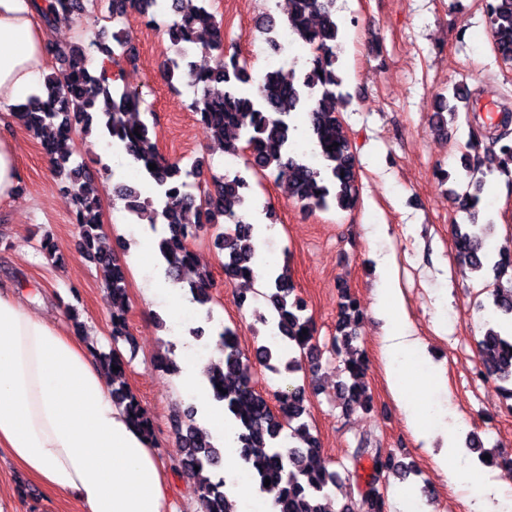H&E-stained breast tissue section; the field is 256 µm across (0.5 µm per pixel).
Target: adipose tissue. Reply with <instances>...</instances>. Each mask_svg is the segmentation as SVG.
<instances>
[{"label":"adipose tissue","instance_id":"obj_1","mask_svg":"<svg viewBox=\"0 0 512 512\" xmlns=\"http://www.w3.org/2000/svg\"><path fill=\"white\" fill-rule=\"evenodd\" d=\"M43 0H0V112L38 93L45 65L38 25ZM376 303L385 319L382 355L391 393L408 428L421 440L440 431L436 456L448 483L464 480L455 430L438 429L429 402H413L410 357L427 359L426 347L407 339L397 320L403 298L394 256L377 266ZM189 336L176 339L179 382L193 400L200 427L224 442L222 475L230 500L248 496L237 475L243 464L236 424L216 401L206 376L208 359ZM0 447L45 489L76 502L80 512H165L168 478L150 439L112 400L110 383L81 336L63 331L21 294L0 291Z\"/></svg>","mask_w":512,"mask_h":512}]
</instances>
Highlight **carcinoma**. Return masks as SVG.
<instances>
[{
    "label": "carcinoma",
    "mask_w": 512,
    "mask_h": 512,
    "mask_svg": "<svg viewBox=\"0 0 512 512\" xmlns=\"http://www.w3.org/2000/svg\"><path fill=\"white\" fill-rule=\"evenodd\" d=\"M287 22L280 24L268 14L259 23L264 33L279 37L287 30L291 44L309 53L303 66V78L294 81L280 69H268L257 84V91L244 95L239 91L249 82L248 66L237 52L224 48L223 22L211 10L210 0H171L175 19L165 25L169 39L176 45L191 42L213 58V65L203 69L184 68L171 61L167 79L185 76L196 89L192 111L210 130L213 146L238 157L248 152L246 167L255 175L269 174L284 185L288 196L308 212L336 206L351 210L357 203L355 157L346 129L336 110V101L349 98L342 92L344 78L339 68L341 26L336 15V0H290ZM158 0H50L42 9V21L53 26L58 18L95 22L103 19L119 26L112 33L113 44L101 32L95 38L61 45L45 44V53L60 65L45 76L41 93L13 113L27 130L38 134L55 128L44 140L42 149L57 175L67 173L69 192L75 207L76 224L86 255L112 269L106 285L115 305L112 312L110 347L94 350L112 373V399L125 405L132 419L152 436L136 396L125 382V364L121 345L132 344L124 304L128 300L124 267L109 251L99 246L101 239L102 188L86 171V165H73L76 147L73 132L88 136L97 127L107 143L121 144L139 165L140 172L155 186V196L143 198L140 191L125 182L113 183L118 196L127 201L134 219L145 221L156 231L162 230L159 252L166 271L177 283L189 288L191 301L200 307L212 299L213 280L195 265L190 241L209 232L213 245L224 254V273L233 278L256 277L255 225L239 223L246 216L249 198L240 189L239 175L213 173L210 183L199 194L190 191V178L197 169H187L177 160L163 156L154 127L128 115L139 112L144 104L142 91L114 85L103 74L86 66L88 57L97 52L116 66L134 59L131 39L125 28L129 14L136 13L148 26L155 24ZM494 49L506 62H512V0H486ZM469 96L467 87L458 85L450 96H441L434 107L437 124L448 125L456 118L457 100ZM306 115L312 151L299 150L295 139L296 115ZM243 141L239 147L228 144L227 133ZM512 163V130L503 125L490 141ZM156 164L150 170L148 164ZM469 181L466 191L456 196L459 208L475 216L484 181L475 176L471 165L464 164ZM490 224L471 222L454 226L456 256L460 263L484 279L493 275L495 288L486 312L485 332L478 341V357L483 372L503 383L512 384V249L495 253L488 247ZM271 304L272 327L283 343L261 345L255 360L267 369L293 370L298 365L295 352L312 347L315 325L305 315L306 301L283 271L266 280ZM361 304L346 286L340 287L339 319L333 348L349 352L343 361L345 379L336 383L347 412L372 408V393L366 381L367 364L354 342L362 321ZM307 333H302V330ZM219 350L224 354V369L212 379L214 398L224 402V409L237 422L239 455L252 479L264 493H275L277 512H324L322 501L330 488H341L344 477L328 469L318 438L305 420L309 415L305 388L290 386L277 392L278 410L256 391L249 375V359L239 349L236 332L224 327L219 334ZM227 393H222V390ZM175 434L181 456L173 470L192 480L198 488V512H237L235 503L223 491L224 481L217 477L223 463V450L195 422V408L175 414ZM351 459L358 467L368 461L369 472L355 478L363 483L358 498L344 506V512H386L382 489L390 476L407 479L419 475L411 463L394 462L379 449L362 439L353 449ZM270 485H264L265 479Z\"/></svg>",
    "instance_id": "1"
}]
</instances>
